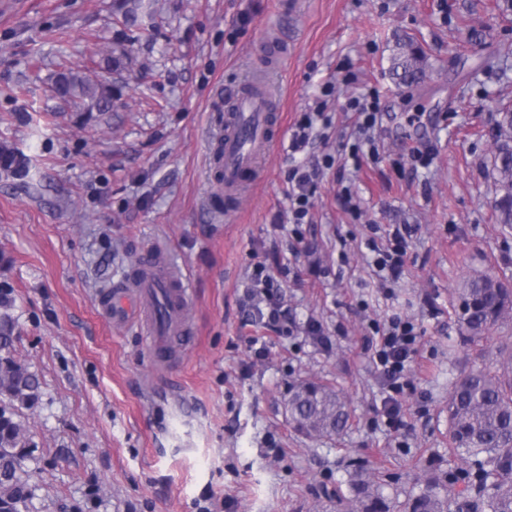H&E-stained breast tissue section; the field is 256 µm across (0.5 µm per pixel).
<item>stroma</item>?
Masks as SVG:
<instances>
[{
	"mask_svg": "<svg viewBox=\"0 0 512 512\" xmlns=\"http://www.w3.org/2000/svg\"><path fill=\"white\" fill-rule=\"evenodd\" d=\"M401 36L428 58L420 84L390 71ZM114 56L122 68H108ZM64 68L112 86L113 111L60 106L51 86ZM258 74L281 129L262 182L230 201L214 149L227 93ZM373 93L380 160L356 164L349 103ZM318 109L328 126L291 154L292 125ZM506 111L507 0H146L134 27L115 0H0V144L31 168L0 169L14 357L41 381L20 412L36 444L31 512H197L204 500L213 512H332L321 491L354 468L404 498L455 467L451 384L512 344V319L465 341L455 312L474 273L512 280V226L488 174ZM426 148L431 165L405 170ZM327 155L295 240L287 172ZM374 224L415 229L388 297L364 246ZM156 244L193 287L190 334L166 364L138 323L113 326L97 305ZM258 263L280 285L288 334L247 314ZM395 313L421 334L397 429L377 413L371 360L372 323ZM302 381L331 384L349 407L340 436L295 429L288 397Z\"/></svg>",
	"mask_w": 512,
	"mask_h": 512,
	"instance_id": "35a3bbf8",
	"label": "stroma"
}]
</instances>
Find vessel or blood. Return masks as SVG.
<instances>
[{"mask_svg":"<svg viewBox=\"0 0 512 512\" xmlns=\"http://www.w3.org/2000/svg\"><path fill=\"white\" fill-rule=\"evenodd\" d=\"M235 110L224 127V191L235 194L244 173L273 141L274 116L252 97H235ZM140 278L127 279L103 290L98 305L115 325L137 318L150 341L155 358L168 357L187 334L192 294L190 282L177 267L157 266V251L148 248L137 261Z\"/></svg>","mask_w":512,"mask_h":512,"instance_id":"obj_1","label":"vessel or blood"}]
</instances>
